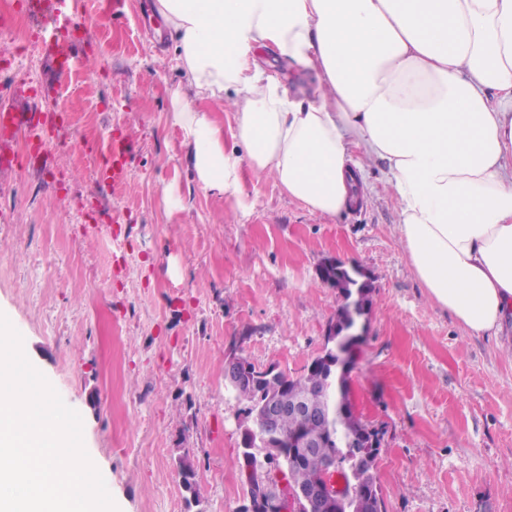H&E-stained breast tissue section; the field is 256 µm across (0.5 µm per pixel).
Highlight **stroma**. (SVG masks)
Returning <instances> with one entry per match:
<instances>
[{"mask_svg":"<svg viewBox=\"0 0 512 512\" xmlns=\"http://www.w3.org/2000/svg\"><path fill=\"white\" fill-rule=\"evenodd\" d=\"M152 0H67L87 23L73 79L40 94L71 121L40 170L0 180V313L83 420V441L119 512H243L239 425L249 407L224 380L236 356L291 377L323 350L341 298L328 258L370 278L350 374L354 408L377 428L385 512H512V347L476 338L436 307L397 242L379 169L359 206L330 218L274 182L245 178L238 211L198 186L167 123L182 80ZM258 60L294 93L315 72L272 50ZM40 53L0 69L34 88ZM132 141L123 184L97 181L112 136ZM195 483L186 491L179 458Z\"/></svg>","mask_w":512,"mask_h":512,"instance_id":"stroma-1","label":"stroma"}]
</instances>
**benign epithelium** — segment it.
I'll use <instances>...</instances> for the list:
<instances>
[{
  "mask_svg": "<svg viewBox=\"0 0 512 512\" xmlns=\"http://www.w3.org/2000/svg\"><path fill=\"white\" fill-rule=\"evenodd\" d=\"M342 301L341 314L328 328L329 346L312 360L317 366L322 363L336 365V357L343 355V349L356 340L351 330L363 314L364 304L361 299H353L349 294L342 297ZM275 376L274 370H258L239 357H231L224 363V379L233 389ZM292 415L306 418L309 427L297 430L288 438V450L275 448L273 454L264 458L274 476L254 480L251 478V467L244 466L243 475L249 494V506L245 512H337L341 494L337 493L336 477L344 467L345 459L328 451L327 441L312 432V428L322 427L325 421L333 419L332 412L315 407L303 398L290 399L281 393L272 394L263 407L253 414L251 423L241 426V437L247 439L258 428L273 437L278 434L282 421ZM350 443L365 454L380 447L381 439L371 428L369 437H354ZM285 457L292 464L311 462L315 465L316 473L308 485L294 489L281 480V459Z\"/></svg>",
  "mask_w": 512,
  "mask_h": 512,
  "instance_id": "7a95c632",
  "label": "benign epithelium"
}]
</instances>
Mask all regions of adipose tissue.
<instances>
[{"label": "adipose tissue", "instance_id": "adipose-tissue-1", "mask_svg": "<svg viewBox=\"0 0 512 512\" xmlns=\"http://www.w3.org/2000/svg\"><path fill=\"white\" fill-rule=\"evenodd\" d=\"M183 83L170 124L201 189L270 177L336 216L371 162L431 300L470 335L512 331V0H155ZM316 72L290 93L255 51ZM237 120L233 149L210 104Z\"/></svg>", "mask_w": 512, "mask_h": 512}]
</instances>
